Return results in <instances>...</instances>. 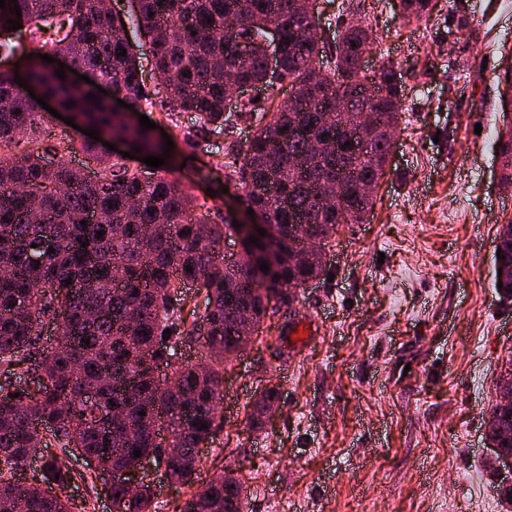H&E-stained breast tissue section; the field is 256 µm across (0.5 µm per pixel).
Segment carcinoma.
Returning <instances> with one entry per match:
<instances>
[{
    "mask_svg": "<svg viewBox=\"0 0 512 512\" xmlns=\"http://www.w3.org/2000/svg\"><path fill=\"white\" fill-rule=\"evenodd\" d=\"M364 0H347L340 34L324 41L308 34L311 19L296 0H138L135 12L120 17L105 0H11L0 9V62L18 55L7 21L9 8L21 10V23L40 43L39 55H60L70 67L92 72L112 86V93L132 108L141 107L146 87L137 61V39L148 38L152 69L165 88L155 104L169 118L173 136L191 146L199 135L223 132L254 116V102L227 109V78L272 88L286 81L290 95L265 124L257 125L247 149L224 162L240 203L264 215L263 229L274 246L269 270L249 280L244 258L226 267L224 241L236 227L200 211L189 190L163 176L146 177L119 160L99 153L94 143L81 149L98 169L87 173L63 158L49 165L45 154L71 146L42 147L33 139L19 156L0 152V504L21 503L24 512H74L64 490L77 472L54 461L30 483L15 473L47 447L50 439L63 452L81 450L101 459L102 471L134 470L147 457L164 459L165 475L175 484L193 486L198 469L181 459H166L165 448H183L193 459L199 445L223 423L219 386L224 361L246 351L259 333L231 329L237 311L247 312L257 330L266 317L270 295L288 293L291 313L296 288L325 270V241L341 224L363 221L373 197L358 194L357 182L383 180L389 143L384 129L373 131L361 146L356 130L342 127L336 101L350 114L369 110L378 123L397 126L402 103V75L383 65L371 74L363 57L377 42L371 29L354 21ZM432 0H400L407 20L431 12ZM240 15L237 36L252 45L238 58L224 22ZM280 30L281 64H265L266 30ZM126 56H121V51ZM39 55L28 59L27 77L61 108L95 126L106 137L130 148L163 154L165 144L150 131L112 110L103 98L88 94L96 86L60 79ZM74 105H69V102ZM178 112L197 116V131L174 123ZM41 114L9 69L0 67V147L33 135ZM325 136L330 149L306 148L308 135ZM498 155L512 160V120L498 133ZM344 188L339 210L321 204V196ZM306 224L316 245L305 261L292 263L298 241L289 225ZM104 230L106 234L98 236ZM55 240L54 252L43 247ZM37 247H32V244ZM505 259L494 281L512 297V222L499 230ZM40 257L33 265L30 256ZM192 271H187L186 266ZM121 278L114 290L106 282ZM70 284H65V281ZM196 281L206 289V313L184 316L181 288ZM24 303L28 314L17 313ZM56 329L54 345L43 344L46 325ZM171 330L170 338L163 332ZM89 343H84V340ZM201 348L200 363L173 366L181 347ZM147 357L132 360V354ZM170 372L159 378L157 367ZM279 399L266 387L253 402L249 426L259 429ZM145 415L140 416L138 412ZM207 428H202V425ZM492 446L512 452V388L500 387L486 421ZM166 429L168 443L159 441ZM141 451L134 457V451ZM156 491L141 484L138 512H156ZM241 483L220 477L203 484L175 512H243Z\"/></svg>",
    "mask_w": 512,
    "mask_h": 512,
    "instance_id": "obj_1",
    "label": "carcinoma"
}]
</instances>
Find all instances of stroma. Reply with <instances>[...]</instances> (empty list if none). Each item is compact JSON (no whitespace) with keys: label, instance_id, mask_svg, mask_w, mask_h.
<instances>
[{"label":"stroma","instance_id":"stroma-1","mask_svg":"<svg viewBox=\"0 0 512 512\" xmlns=\"http://www.w3.org/2000/svg\"><path fill=\"white\" fill-rule=\"evenodd\" d=\"M434 3L409 22L397 0H366L361 19L378 44L363 66L395 62L402 111L373 210L337 227L327 278L297 291L294 318L313 336L291 340L274 316L262 342L224 366V422L201 450L200 478L238 474L244 512H505L485 421L512 370V306L493 286L499 230L512 222L495 148L512 0ZM250 135L242 124L190 149L176 142L169 178L223 208L224 154ZM201 169L212 180L199 181ZM264 376L280 399L255 432ZM51 458L82 475L73 503L112 512L109 475L57 447L19 479Z\"/></svg>","mask_w":512,"mask_h":512}]
</instances>
